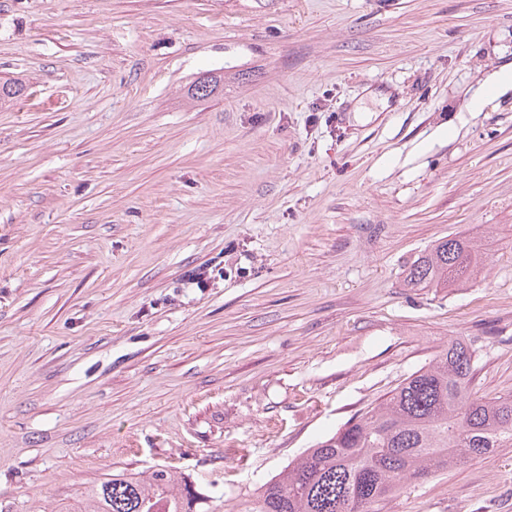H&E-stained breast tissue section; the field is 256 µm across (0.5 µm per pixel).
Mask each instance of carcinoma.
Returning a JSON list of instances; mask_svg holds the SVG:
<instances>
[{"instance_id": "cac0c4a2", "label": "carcinoma", "mask_w": 512, "mask_h": 512, "mask_svg": "<svg viewBox=\"0 0 512 512\" xmlns=\"http://www.w3.org/2000/svg\"><path fill=\"white\" fill-rule=\"evenodd\" d=\"M26 91L16 79L0 82V105ZM224 91L211 74L194 99ZM472 239L450 234L409 264L408 288L462 287L476 276ZM475 351L457 339L406 377L383 402L349 419L330 437L304 450L261 485L244 512H375L404 485L428 479L497 448L512 447V394L476 397L471 391ZM208 496L191 475L159 466L141 477L120 471L87 488L80 512H201Z\"/></svg>"}]
</instances>
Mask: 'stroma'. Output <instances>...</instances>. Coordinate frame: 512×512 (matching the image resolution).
Masks as SVG:
<instances>
[{
    "instance_id": "35a3bbf8",
    "label": "stroma",
    "mask_w": 512,
    "mask_h": 512,
    "mask_svg": "<svg viewBox=\"0 0 512 512\" xmlns=\"http://www.w3.org/2000/svg\"><path fill=\"white\" fill-rule=\"evenodd\" d=\"M510 65L512 0H0V512L155 465L243 512L458 338L512 394ZM451 233L477 279L405 287ZM377 512H512V447Z\"/></svg>"
}]
</instances>
